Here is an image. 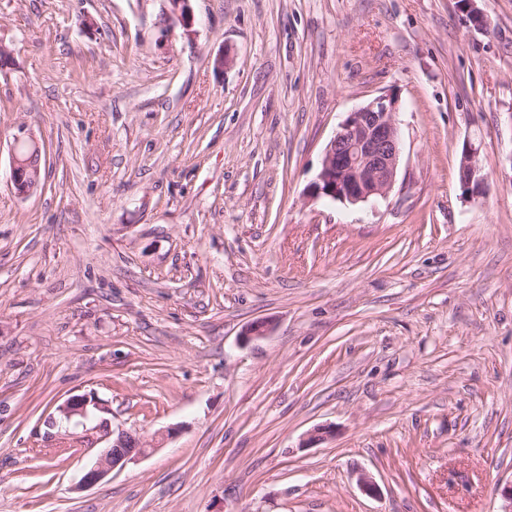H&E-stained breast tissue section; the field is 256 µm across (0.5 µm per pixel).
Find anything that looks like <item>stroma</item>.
<instances>
[{"instance_id":"stroma-1","label":"stroma","mask_w":512,"mask_h":512,"mask_svg":"<svg viewBox=\"0 0 512 512\" xmlns=\"http://www.w3.org/2000/svg\"><path fill=\"white\" fill-rule=\"evenodd\" d=\"M477 5L0 0V512H512V0ZM389 90L388 196L309 199ZM108 430L161 446L81 486ZM24 146L29 148V153L25 157L21 154V148ZM41 155L40 143L33 132L24 125L18 126L11 145L9 177L20 198L29 197L38 188L37 177ZM459 176L463 190L472 195L479 193L485 182L482 168L476 159V150L471 144L463 147L459 165ZM90 404L99 407L96 401L86 395L72 396L60 407L59 412L65 420H70L75 416L87 418Z\"/></svg>"}]
</instances>
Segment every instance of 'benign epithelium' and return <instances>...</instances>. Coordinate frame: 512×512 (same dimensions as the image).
Here are the masks:
<instances>
[{
  "label": "benign epithelium",
  "instance_id": "obj_1",
  "mask_svg": "<svg viewBox=\"0 0 512 512\" xmlns=\"http://www.w3.org/2000/svg\"><path fill=\"white\" fill-rule=\"evenodd\" d=\"M170 12L183 25L190 26L193 17L189 0H168ZM473 27L486 29L487 18L475 0H458ZM400 98L393 92L381 93L364 105L348 113L339 130L327 144L321 169L310 185L313 198L357 204L374 197H384L392 189L401 155V141L397 115ZM29 153L21 154L22 147ZM42 150L33 132L24 125L17 128L10 151L9 177L16 194L27 198L38 188L37 176ZM460 183L465 191L480 192L485 176L476 159V150L468 144L463 147L459 165ZM272 326L267 321H255L243 332V341L261 339L269 335ZM98 403L86 395L69 398L59 409L64 419L88 417L89 406ZM157 445L137 435L121 431L109 446L89 465L81 485L92 486L105 479L112 471L149 455Z\"/></svg>",
  "mask_w": 512,
  "mask_h": 512
}]
</instances>
